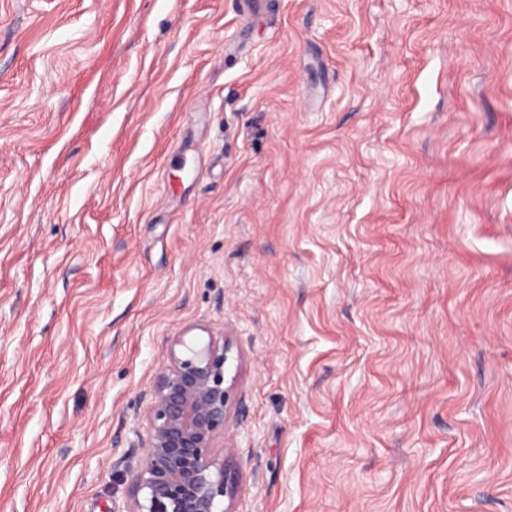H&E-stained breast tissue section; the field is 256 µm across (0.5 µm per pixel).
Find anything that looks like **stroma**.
Masks as SVG:
<instances>
[{"instance_id":"1","label":"stroma","mask_w":512,"mask_h":512,"mask_svg":"<svg viewBox=\"0 0 512 512\" xmlns=\"http://www.w3.org/2000/svg\"><path fill=\"white\" fill-rule=\"evenodd\" d=\"M180 334L234 512H512V0H0V512H126Z\"/></svg>"}]
</instances>
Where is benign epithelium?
Masks as SVG:
<instances>
[{"label": "benign epithelium", "instance_id": "benign-epithelium-1", "mask_svg": "<svg viewBox=\"0 0 512 512\" xmlns=\"http://www.w3.org/2000/svg\"><path fill=\"white\" fill-rule=\"evenodd\" d=\"M229 353L222 339L200 349L173 340L149 390L127 512H232L224 508L230 477L218 453L234 406Z\"/></svg>", "mask_w": 512, "mask_h": 512}]
</instances>
